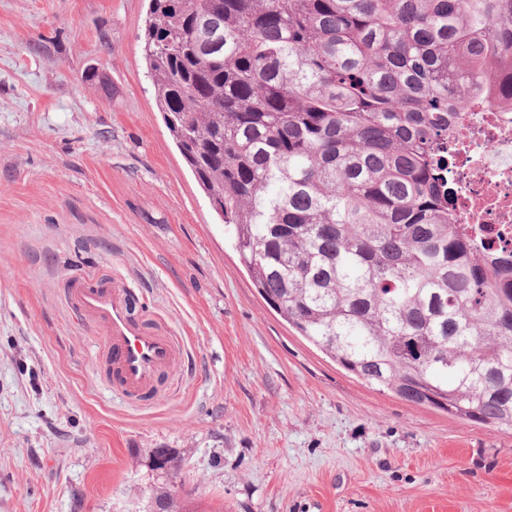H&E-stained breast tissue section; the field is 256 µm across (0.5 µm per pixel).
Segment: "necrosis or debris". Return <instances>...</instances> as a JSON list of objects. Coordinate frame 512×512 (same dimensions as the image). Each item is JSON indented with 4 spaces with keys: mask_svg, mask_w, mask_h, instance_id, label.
Segmentation results:
<instances>
[{
    "mask_svg": "<svg viewBox=\"0 0 512 512\" xmlns=\"http://www.w3.org/2000/svg\"><path fill=\"white\" fill-rule=\"evenodd\" d=\"M448 172L461 223L493 248L512 250V107L464 101Z\"/></svg>",
    "mask_w": 512,
    "mask_h": 512,
    "instance_id": "4bbe7bcc",
    "label": "necrosis or debris"
}]
</instances>
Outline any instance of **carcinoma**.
I'll return each mask as SVG.
<instances>
[{
  "instance_id": "obj_1",
  "label": "carcinoma",
  "mask_w": 512,
  "mask_h": 512,
  "mask_svg": "<svg viewBox=\"0 0 512 512\" xmlns=\"http://www.w3.org/2000/svg\"><path fill=\"white\" fill-rule=\"evenodd\" d=\"M142 55L266 304L379 390L512 430V251L448 185L462 101L512 105V0H150Z\"/></svg>"
}]
</instances>
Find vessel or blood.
<instances>
[{"label":"vessel or blood","instance_id":"obj_1","mask_svg":"<svg viewBox=\"0 0 512 512\" xmlns=\"http://www.w3.org/2000/svg\"><path fill=\"white\" fill-rule=\"evenodd\" d=\"M68 306L101 326L111 356L112 389L121 396L150 395L160 376L181 361L175 337L152 330L131 311L126 289L112 282L82 278L67 290Z\"/></svg>","mask_w":512,"mask_h":512}]
</instances>
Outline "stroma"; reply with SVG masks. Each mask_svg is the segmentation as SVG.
<instances>
[{"label":"stroma","mask_w":512,"mask_h":512,"mask_svg":"<svg viewBox=\"0 0 512 512\" xmlns=\"http://www.w3.org/2000/svg\"><path fill=\"white\" fill-rule=\"evenodd\" d=\"M149 0H0V512H145L153 449L213 512H512V431L381 392L259 295L158 111ZM182 361L114 394L83 276Z\"/></svg>","instance_id":"stroma-1"}]
</instances>
